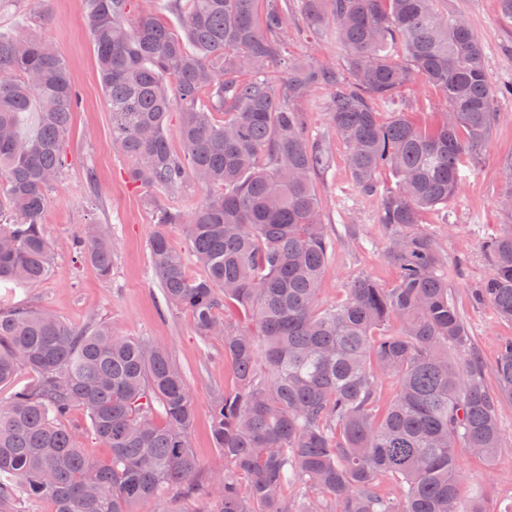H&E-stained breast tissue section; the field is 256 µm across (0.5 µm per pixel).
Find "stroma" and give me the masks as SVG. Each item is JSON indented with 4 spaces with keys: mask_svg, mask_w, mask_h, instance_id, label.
<instances>
[{
    "mask_svg": "<svg viewBox=\"0 0 512 512\" xmlns=\"http://www.w3.org/2000/svg\"><path fill=\"white\" fill-rule=\"evenodd\" d=\"M440 10L463 15L481 43L493 86L512 84V19L499 0H440ZM85 0H11L0 10V33L28 24L69 63V75L82 103L75 112L67 143L63 180L56 186L45 214V230L55 245L53 271L40 284L0 288V307H47L76 328L109 322L124 335L144 337L166 349L185 372L195 400L190 444L205 471L222 470L210 430L215 393L235 388L236 379L224 361V340L202 337L188 312L169 313L148 262V244L155 230L153 203L165 195L130 181L127 161L112 146V119L100 85L93 45L85 25ZM287 51L299 60L340 63L335 43L320 32L289 31ZM329 92H311L305 108L312 132L326 137L333 153L330 171L315 181L323 203V221L333 245L322 277L321 304L336 303L348 282L366 276L391 287L398 270L388 257L389 235L377 222L379 196L363 194L346 165L347 146L332 131ZM380 119L404 111L421 124H433L445 109L441 91L423 79L400 96L377 102ZM497 118L478 159L465 161L456 194L447 207L427 211L421 229L439 244L448 269V283L480 350L487 383L501 344L512 339V323L500 319L476 292L491 273L485 256L488 242L502 225L512 224V210L503 209L507 185L504 162L512 157V98L496 102ZM112 227V277L103 280L90 263L78 260L69 243L92 224ZM502 448L493 464L469 454L460 457L459 487L463 498L482 495L485 512L512 507V401L500 407Z\"/></svg>",
    "mask_w": 512,
    "mask_h": 512,
    "instance_id": "1",
    "label": "stroma"
}]
</instances>
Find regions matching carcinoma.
I'll use <instances>...</instances> for the list:
<instances>
[{
	"label": "carcinoma",
	"mask_w": 512,
	"mask_h": 512,
	"mask_svg": "<svg viewBox=\"0 0 512 512\" xmlns=\"http://www.w3.org/2000/svg\"><path fill=\"white\" fill-rule=\"evenodd\" d=\"M173 2L178 32L136 0H87L86 23L130 179L170 197L190 180L209 189L199 204L154 210L149 263L168 311L189 312L201 336L224 337L238 382L211 404L224 473L200 480L194 398L167 351L107 322L76 329L48 309L0 308V384L21 368L33 375L0 401V512L38 499L52 512H134L168 495L200 497L208 512H483L480 500L460 498V452L489 464L499 454L512 341L492 388L440 251L417 224L448 206L460 165L478 156L496 120L495 99L512 86L490 83L474 32L438 0H302L306 24L343 52L339 68L285 55L294 24L286 0H264L260 15L256 0ZM276 60L273 81L266 69ZM417 75L443 92L441 119L381 120L376 101ZM319 87L330 92L352 180L381 194L378 223L399 272L390 288L355 279L328 306L318 303L331 241L315 179L332 154L298 107ZM79 105L57 50L24 25L0 34V284L36 286L52 272L44 218ZM381 169L395 190L380 192ZM171 224L183 226L201 274L171 245ZM71 247L111 277L107 228ZM488 251L493 269L478 300L512 322V224ZM228 303L249 325L224 324ZM383 376L398 384L390 399ZM75 409L110 461L80 448V428L68 422ZM380 476L401 495L382 493Z\"/></svg>",
	"instance_id": "1"
}]
</instances>
